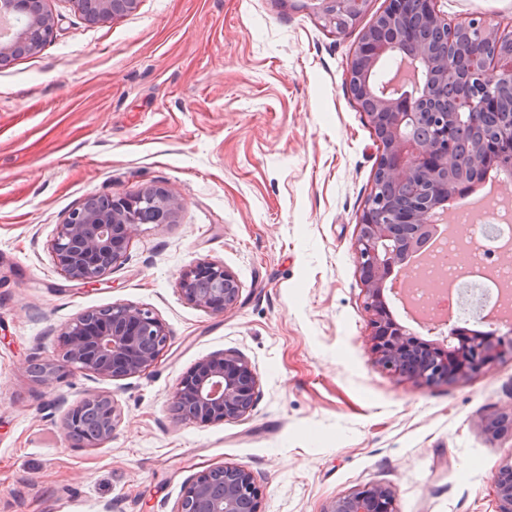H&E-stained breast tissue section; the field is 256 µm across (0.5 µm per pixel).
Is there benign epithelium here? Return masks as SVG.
<instances>
[{
	"label": "benign epithelium",
	"mask_w": 512,
	"mask_h": 512,
	"mask_svg": "<svg viewBox=\"0 0 512 512\" xmlns=\"http://www.w3.org/2000/svg\"><path fill=\"white\" fill-rule=\"evenodd\" d=\"M91 22L125 15L138 0H75ZM319 18L336 31L355 25L368 0H309ZM444 33L447 52L466 35L472 65L466 72L438 59L404 33L411 12ZM24 15L25 30L0 36V62L20 49L39 52L51 41L55 19L43 12L42 0H0V20ZM409 54L426 75L422 94H410L372 80L378 63ZM347 90L362 105L374 130L377 146L373 185L391 182L410 193V207L398 211L372 189L359 214L353 244L365 283V307L372 314V347L378 363L389 372L426 384L463 380L495 362L512 358V324L501 332L503 320H485L490 330L468 333L458 346L450 328L440 341L413 336L390 314L384 299L394 267L429 254L437 209L459 192V186L478 181L497 167L512 171V114L467 150L460 148L464 131L476 117L500 104L497 87L512 85V32L501 33L481 16L450 24L437 0H388L386 10L365 29L347 67ZM91 198L56 226L51 249L65 278L82 285L102 281L126 258L146 206L154 207V222L174 220L181 203L166 188H150L128 197ZM396 292V286L390 287ZM178 291L189 303L214 314L234 308L239 282L224 265L202 260L184 269ZM60 353L40 364L37 379L50 386L67 371L88 372L104 379H123L144 373L171 345L165 323L152 311L129 303L87 310L58 336ZM258 378L252 364L238 352L219 351L200 359L177 383L173 406L182 420L217 423L249 413L257 396ZM512 412L494 411L482 420L493 438L503 433ZM117 409L110 395L92 394L71 404L62 417L65 436L77 448L112 440ZM495 484L498 512H512V463L503 465ZM262 491L253 472L243 465L199 472L183 487L177 512H261ZM395 494L382 484L364 486L331 501L324 512H391Z\"/></svg>",
	"instance_id": "obj_1"
}]
</instances>
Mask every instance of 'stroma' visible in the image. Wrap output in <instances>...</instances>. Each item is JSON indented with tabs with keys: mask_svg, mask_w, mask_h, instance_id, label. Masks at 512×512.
Instances as JSON below:
<instances>
[{
	"mask_svg": "<svg viewBox=\"0 0 512 512\" xmlns=\"http://www.w3.org/2000/svg\"><path fill=\"white\" fill-rule=\"evenodd\" d=\"M370 0L339 33L281 0H140L105 22L45 0L56 24L38 53L0 65V512H175L200 471L248 466L261 512H324L371 483L396 512H496L512 434V359L426 385L383 369L353 251L375 138L346 89ZM458 23L512 18V0H440ZM170 189L172 223L141 225L100 284L68 281L51 243L88 197ZM223 264L236 307L184 300L180 273ZM115 303L151 310L169 350L145 373L36 381L62 328ZM236 351L258 376L246 416L179 421L171 396L201 358ZM112 395L111 441L75 448L59 397Z\"/></svg>",
	"mask_w": 512,
	"mask_h": 512,
	"instance_id": "stroma-1",
	"label": "stroma"
}]
</instances>
